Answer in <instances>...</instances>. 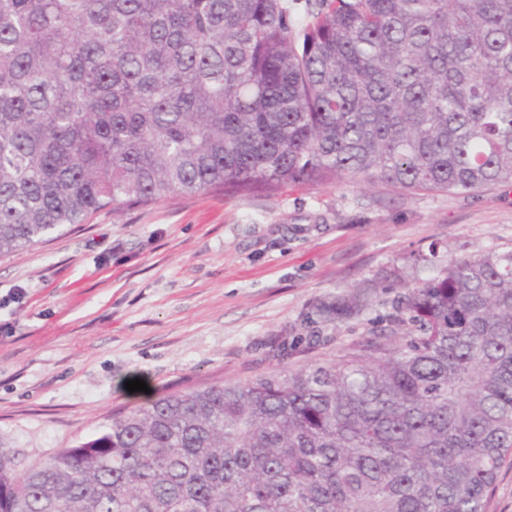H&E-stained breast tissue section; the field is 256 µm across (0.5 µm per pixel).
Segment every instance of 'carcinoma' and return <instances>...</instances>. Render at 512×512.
I'll use <instances>...</instances> for the list:
<instances>
[{
	"label": "carcinoma",
	"instance_id": "carcinoma-1",
	"mask_svg": "<svg viewBox=\"0 0 512 512\" xmlns=\"http://www.w3.org/2000/svg\"><path fill=\"white\" fill-rule=\"evenodd\" d=\"M0 0V254L220 188L512 183V0ZM336 355L112 414L0 512H486L512 458V251L414 257ZM362 291L323 301L355 318Z\"/></svg>",
	"mask_w": 512,
	"mask_h": 512
}]
</instances>
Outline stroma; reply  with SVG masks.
<instances>
[{"label":"stroma","instance_id":"1","mask_svg":"<svg viewBox=\"0 0 512 512\" xmlns=\"http://www.w3.org/2000/svg\"><path fill=\"white\" fill-rule=\"evenodd\" d=\"M432 248L512 250V184L218 189L65 225L0 255V442L23 469L149 396L330 357L394 314V276L428 277L405 264ZM357 286L370 297L358 319L310 323ZM136 378L148 392L127 391Z\"/></svg>","mask_w":512,"mask_h":512}]
</instances>
